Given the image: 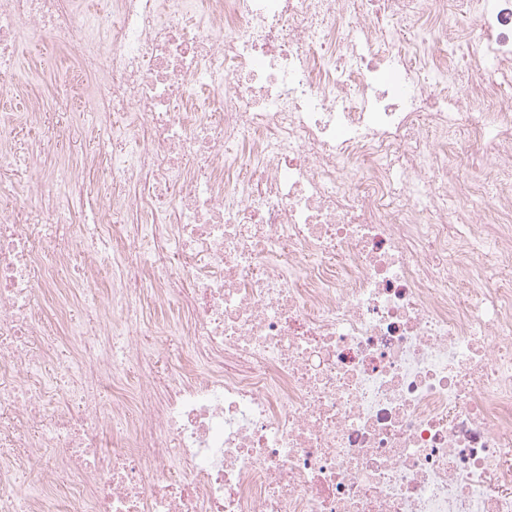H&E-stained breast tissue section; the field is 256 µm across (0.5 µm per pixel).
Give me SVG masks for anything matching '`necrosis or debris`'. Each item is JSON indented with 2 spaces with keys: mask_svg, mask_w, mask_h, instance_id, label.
<instances>
[{
  "mask_svg": "<svg viewBox=\"0 0 512 512\" xmlns=\"http://www.w3.org/2000/svg\"><path fill=\"white\" fill-rule=\"evenodd\" d=\"M196 6L0 5V96L21 42H63L129 189L78 214L95 183L32 161L16 202L75 220L56 242L0 210V512H55L62 480L65 512H512V186L478 176L512 177V0ZM106 250L65 410L30 382L35 291L69 289L46 256ZM157 304L189 345L166 379Z\"/></svg>",
  "mask_w": 512,
  "mask_h": 512,
  "instance_id": "obj_1",
  "label": "necrosis or debris"
}]
</instances>
